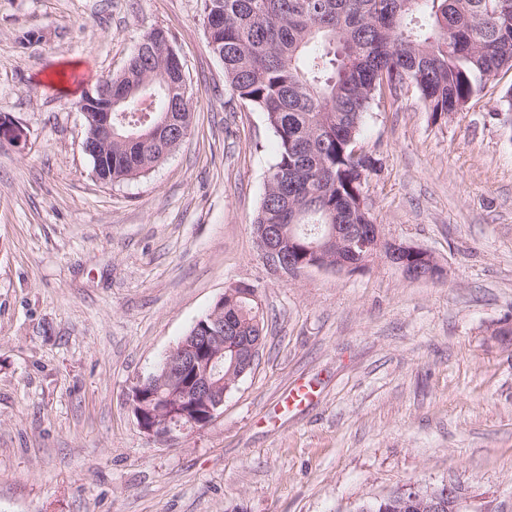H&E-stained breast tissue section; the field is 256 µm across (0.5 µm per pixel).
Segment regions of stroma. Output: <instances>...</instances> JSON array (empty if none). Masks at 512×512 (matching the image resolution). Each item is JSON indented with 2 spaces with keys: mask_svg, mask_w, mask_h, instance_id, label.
Wrapping results in <instances>:
<instances>
[{
  "mask_svg": "<svg viewBox=\"0 0 512 512\" xmlns=\"http://www.w3.org/2000/svg\"><path fill=\"white\" fill-rule=\"evenodd\" d=\"M181 58L191 133L150 173L100 182L76 103L144 31ZM512 69L433 119L413 89L367 112L363 188L384 256L283 281L250 230L276 137L210 52L201 0H0V512H356L453 481L512 512ZM268 318L221 416L150 435L132 388L226 288ZM306 386L298 407L282 403Z\"/></svg>",
  "mask_w": 512,
  "mask_h": 512,
  "instance_id": "obj_1",
  "label": "stroma"
}]
</instances>
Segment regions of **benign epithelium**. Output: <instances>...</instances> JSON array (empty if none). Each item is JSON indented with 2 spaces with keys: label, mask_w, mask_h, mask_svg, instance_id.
<instances>
[{
  "label": "benign epithelium",
  "mask_w": 512,
  "mask_h": 512,
  "mask_svg": "<svg viewBox=\"0 0 512 512\" xmlns=\"http://www.w3.org/2000/svg\"><path fill=\"white\" fill-rule=\"evenodd\" d=\"M106 103L97 106L88 101L77 104L80 112H95L96 135L82 142L85 154L93 155L99 150L102 140L112 139V90L106 91ZM26 140L24 129L12 119L0 116V141L21 145ZM293 235L285 234L279 224H265L260 230L257 246L263 262L269 271L281 275L282 267L292 263L291 249ZM379 248L392 265L402 270L410 280L438 279L441 268L434 256L427 250L406 242L383 237L381 225L359 224L357 226H336L330 235L319 244H312V251L319 259L305 266V269H336L354 271L361 267L357 250ZM255 344L240 337L224 339L208 333H194L193 336L169 353L163 379L177 386V389L163 400L153 411V424L142 427L149 435L162 434L168 437L183 427H199L201 423L191 413L206 410V423L215 420L224 406L222 382L216 381L221 374L224 359H231L232 368L243 376L250 368V355ZM398 509L402 512H496L491 503L470 495L462 485L453 481L444 482L438 488L431 484L412 483L406 487Z\"/></svg>",
  "instance_id": "benign-epithelium-1"
}]
</instances>
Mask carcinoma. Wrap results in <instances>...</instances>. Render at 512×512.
<instances>
[{"instance_id":"carcinoma-1","label":"carcinoma","mask_w":512,"mask_h":512,"mask_svg":"<svg viewBox=\"0 0 512 512\" xmlns=\"http://www.w3.org/2000/svg\"><path fill=\"white\" fill-rule=\"evenodd\" d=\"M208 46L244 104L264 114L277 138L275 162L251 224L295 225L302 251L335 224H372L358 206L373 158L356 155L360 125L383 82L412 87L433 118L461 112L502 69H512V0H201ZM154 30L144 33L112 83V166L105 183L154 169L183 140L189 104ZM204 321L226 336H262L257 290L224 292V316Z\"/></svg>"}]
</instances>
